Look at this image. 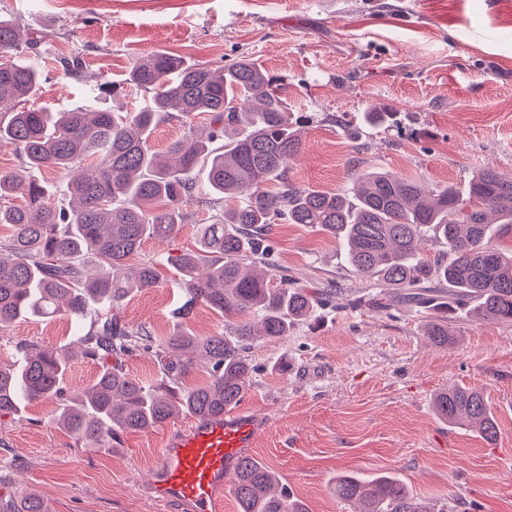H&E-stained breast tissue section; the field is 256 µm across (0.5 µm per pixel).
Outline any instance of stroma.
<instances>
[{"mask_svg":"<svg viewBox=\"0 0 512 512\" xmlns=\"http://www.w3.org/2000/svg\"><path fill=\"white\" fill-rule=\"evenodd\" d=\"M0 16L41 32L39 105L65 112L98 81H122L133 59L158 51L190 63L249 56L285 80L302 115L295 184L346 191L357 168L380 167L433 188L481 169L512 172V0H0ZM85 66L68 75L60 60ZM391 115L366 124L363 113ZM168 241L144 240L128 267L195 250L210 210ZM274 259L309 288L364 294L336 240L298 224L273 225ZM173 266L117 311L133 331L173 332L185 301ZM428 313L326 306L288 336L245 351L256 371L243 404L267 422L253 457L276 470L309 512H353L339 473H390L425 505L447 512H512V324L454 315L453 345H431ZM66 316L0 329V355L17 344L68 346ZM484 390L496 440L442 423L434 395ZM54 400L0 417V506L38 494L50 512H186L162 508L145 486L166 427L92 450L52 420Z\"/></svg>","mask_w":512,"mask_h":512,"instance_id":"stroma-1","label":"stroma"}]
</instances>
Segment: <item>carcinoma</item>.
<instances>
[{"label":"carcinoma","mask_w":512,"mask_h":512,"mask_svg":"<svg viewBox=\"0 0 512 512\" xmlns=\"http://www.w3.org/2000/svg\"><path fill=\"white\" fill-rule=\"evenodd\" d=\"M37 45L0 16V142L22 158L20 168L0 173V224L13 228L0 245V328L65 314L76 325V348L24 344L13 359L1 358V416L51 398L57 424L91 448L113 450L121 435L157 428L182 412L204 418L238 404L254 372L241 351L288 336L318 304L339 295L286 275L280 287H269L276 269L269 234L279 221L316 227L345 247L354 272L370 282L352 307L402 302L428 311L426 334L436 347L453 342L448 315L461 309L512 323V251L492 242L512 236L511 173L486 168L462 189L428 193L412 179L362 169L344 194L303 188L287 176L288 160L303 149L297 119L281 79L256 60L188 64L157 52L134 60L125 78L149 94L146 105L130 112L103 107L117 89L105 81L82 106L50 112L35 104L41 71L25 56ZM165 120L181 123L184 134L161 156L147 142ZM47 168L79 174L54 190L34 177ZM191 204L221 211L201 225L198 251L170 260L186 295L179 317L202 303L224 316L226 331L198 337L178 327L156 343L117 316L98 314L94 305L114 309L131 290L158 284L163 260L134 270L126 260L145 239L176 235ZM427 234L443 245L433 260L420 253ZM151 350L162 375L147 386L122 359ZM77 355L103 366L87 387L69 392L64 380ZM198 359L209 381L181 387ZM434 409L450 425L488 440L497 435L482 390H444ZM335 492L354 512H427L396 477L346 474L336 478ZM233 493L238 512H308L278 474L251 456L238 462ZM13 512L50 510L28 493Z\"/></svg>","instance_id":"1"}]
</instances>
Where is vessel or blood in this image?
Listing matches in <instances>:
<instances>
[{"instance_id": "1", "label": "vessel or blood", "mask_w": 512, "mask_h": 512, "mask_svg": "<svg viewBox=\"0 0 512 512\" xmlns=\"http://www.w3.org/2000/svg\"><path fill=\"white\" fill-rule=\"evenodd\" d=\"M265 424L254 410L174 425L148 487L161 504L180 502L190 512H223L239 459L251 452Z\"/></svg>"}]
</instances>
